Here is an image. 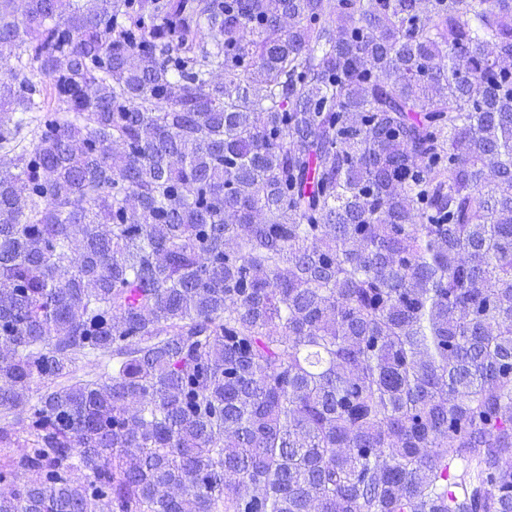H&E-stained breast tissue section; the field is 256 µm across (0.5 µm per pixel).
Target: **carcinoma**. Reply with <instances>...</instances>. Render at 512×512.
Returning <instances> with one entry per match:
<instances>
[{
  "instance_id": "obj_1",
  "label": "carcinoma",
  "mask_w": 512,
  "mask_h": 512,
  "mask_svg": "<svg viewBox=\"0 0 512 512\" xmlns=\"http://www.w3.org/2000/svg\"><path fill=\"white\" fill-rule=\"evenodd\" d=\"M15 12L0 512H512V0Z\"/></svg>"
}]
</instances>
